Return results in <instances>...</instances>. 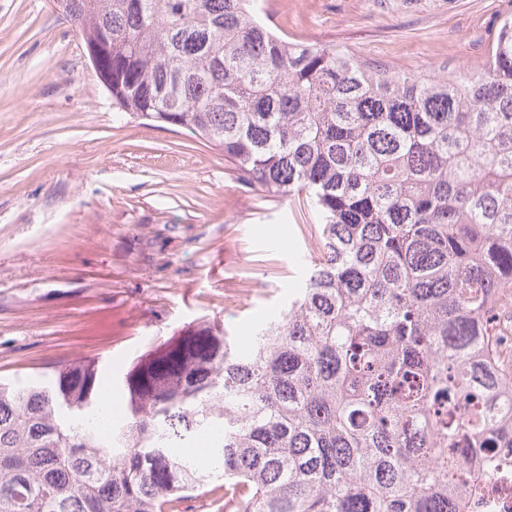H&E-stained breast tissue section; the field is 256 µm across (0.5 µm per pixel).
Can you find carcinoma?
Listing matches in <instances>:
<instances>
[{"label": "carcinoma", "instance_id": "1", "mask_svg": "<svg viewBox=\"0 0 512 512\" xmlns=\"http://www.w3.org/2000/svg\"><path fill=\"white\" fill-rule=\"evenodd\" d=\"M119 111L224 150L319 255L241 350L207 320L123 377L0 380V512H469L512 471V16L482 68L387 72L283 38L257 0H56ZM202 449L210 463L170 448ZM484 459L448 479V449Z\"/></svg>", "mask_w": 512, "mask_h": 512}]
</instances>
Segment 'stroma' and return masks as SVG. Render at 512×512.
<instances>
[{
    "instance_id": "1",
    "label": "stroma",
    "mask_w": 512,
    "mask_h": 512,
    "mask_svg": "<svg viewBox=\"0 0 512 512\" xmlns=\"http://www.w3.org/2000/svg\"><path fill=\"white\" fill-rule=\"evenodd\" d=\"M291 42L390 71L481 65L512 0H263ZM318 253L222 149L119 117L54 0H0V377L93 357L112 381L200 320L244 336Z\"/></svg>"
}]
</instances>
